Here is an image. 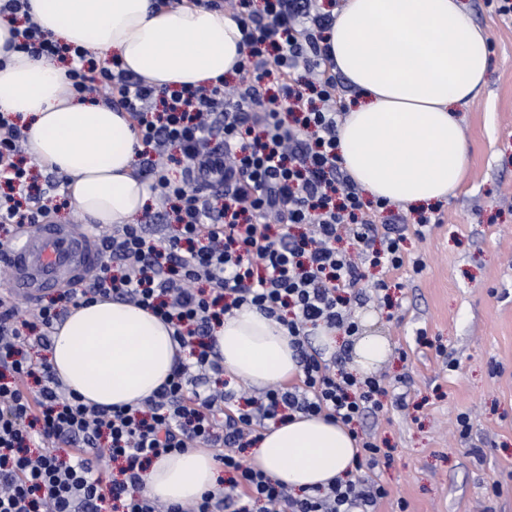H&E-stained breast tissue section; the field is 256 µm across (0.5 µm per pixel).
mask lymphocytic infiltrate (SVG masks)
<instances>
[{"label":"lymphocytic infiltrate","mask_w":512,"mask_h":512,"mask_svg":"<svg viewBox=\"0 0 512 512\" xmlns=\"http://www.w3.org/2000/svg\"><path fill=\"white\" fill-rule=\"evenodd\" d=\"M228 9L241 25L244 60L233 80L198 87L157 88L100 63L79 46L44 31L29 0H0V18L14 29L6 51L63 60L73 90L123 109L145 149L138 174L151 177L161 211L144 224L95 231L98 271L51 302L31 304L0 292V512H219L221 501L250 512H374L388 491L375 479L333 483L296 495L238 456L267 423L293 414L321 415L352 427L378 408L384 388L356 377L343 352L324 356L308 337L325 325L358 332L356 303L388 299L380 280L371 293L358 286L369 267L401 269L405 236L377 227L376 206L343 175L337 131L345 105L325 45L332 16L318 0H190ZM26 135L0 112V233L39 224L53 210L52 190L35 183L24 157ZM174 225L155 238L147 224ZM355 248H339L342 235ZM106 297L141 306L170 324L188 357L141 405L103 408L66 394L32 346H48L61 306ZM284 325L302 367L301 383L272 387L236 404L234 388L195 389L192 370L220 372L208 343L212 325L242 306ZM105 445L117 475L95 477L86 447ZM205 445L218 449L223 494L207 492L192 506H161L143 493L146 465L161 455Z\"/></svg>","instance_id":"f902f5d3"}]
</instances>
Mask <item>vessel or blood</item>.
<instances>
[{
	"label": "vessel or blood",
	"instance_id": "b4317fda",
	"mask_svg": "<svg viewBox=\"0 0 512 512\" xmlns=\"http://www.w3.org/2000/svg\"><path fill=\"white\" fill-rule=\"evenodd\" d=\"M10 293L33 300L90 276L100 264L94 238L80 224H32L7 258Z\"/></svg>",
	"mask_w": 512,
	"mask_h": 512
}]
</instances>
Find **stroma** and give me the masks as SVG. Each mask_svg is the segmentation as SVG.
I'll return each mask as SVG.
<instances>
[{
  "mask_svg": "<svg viewBox=\"0 0 512 512\" xmlns=\"http://www.w3.org/2000/svg\"><path fill=\"white\" fill-rule=\"evenodd\" d=\"M465 2L490 43L486 84L458 109L466 174L425 236L417 214L378 212V224H404L405 264L367 269L361 282L385 280L392 307L354 309L390 346L376 369L387 393L360 422L392 451L376 512H399L401 500L408 512H512V19Z\"/></svg>",
  "mask_w": 512,
  "mask_h": 512,
  "instance_id": "1",
  "label": "stroma"
}]
</instances>
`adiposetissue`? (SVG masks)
<instances>
[{"mask_svg": "<svg viewBox=\"0 0 512 512\" xmlns=\"http://www.w3.org/2000/svg\"><path fill=\"white\" fill-rule=\"evenodd\" d=\"M41 27L157 87L199 86L235 75L238 24L221 11L170 9L157 0H30ZM331 58L357 96L338 131L341 163L374 200L416 209L442 201L463 180L468 149L455 115L483 89L489 36L461 0H344L328 32ZM0 111L21 115L40 167L67 172L72 204L88 223H134L151 197L138 178L125 112L75 93L66 69L15 53L0 67ZM150 311L112 299L71 308L48 350L52 371L89 405H135L170 377L186 351ZM213 350L227 375L263 389L301 375L286 330L250 307L225 316ZM384 337L364 330L348 367L364 377L386 358ZM358 448L349 428L295 415L270 425L248 450L255 469L291 489L328 487L352 475ZM147 493L181 504L218 490L211 450L157 458Z\"/></svg>", "mask_w": 512, "mask_h": 512, "instance_id": "obj_1", "label": "adipose tissue"}]
</instances>
